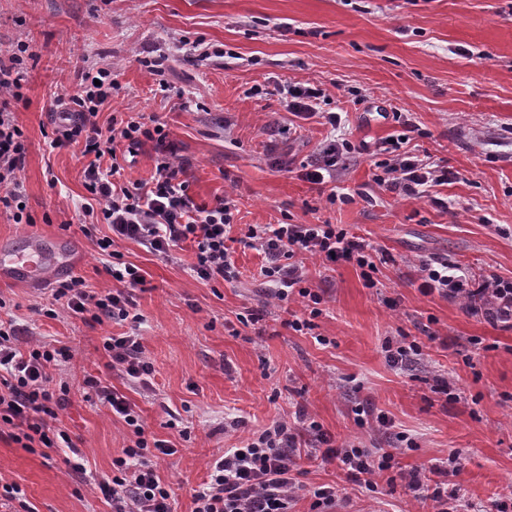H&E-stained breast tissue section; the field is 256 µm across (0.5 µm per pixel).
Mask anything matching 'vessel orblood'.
<instances>
[{
	"label": "vessel or blood",
	"instance_id": "obj_1",
	"mask_svg": "<svg viewBox=\"0 0 512 512\" xmlns=\"http://www.w3.org/2000/svg\"><path fill=\"white\" fill-rule=\"evenodd\" d=\"M70 249L65 240L44 236L25 247L0 242V278L42 284L70 270Z\"/></svg>",
	"mask_w": 512,
	"mask_h": 512
}]
</instances>
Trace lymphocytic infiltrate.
Here are the masks:
<instances>
[{"label": "lymphocytic infiltrate", "mask_w": 512, "mask_h": 512, "mask_svg": "<svg viewBox=\"0 0 512 512\" xmlns=\"http://www.w3.org/2000/svg\"><path fill=\"white\" fill-rule=\"evenodd\" d=\"M25 45H18L8 60H0V215L22 223L25 211L22 172L25 168L27 138L17 123L14 110L24 102L28 81L24 63ZM119 89L111 68L82 71L75 93L58 97L49 112L52 135L50 149L81 146L89 163L84 170V186L93 197L85 206L87 221L81 230L94 238L99 255L114 281L112 288L95 291L82 277L59 282L53 297L59 312L68 316L105 323H139L136 292L142 289V271L125 262L117 246L124 241L137 243L148 252L170 256L181 243L192 242L194 277L205 283L232 282L240 272L231 246L237 200L234 191H225L212 203H199L189 193L187 165L178 156L169 133L161 123H147L143 113L116 112L108 127H101L99 112ZM325 91L318 87H288L283 100L293 115L309 119L322 115L326 124L341 122L339 113H320ZM394 119L404 129L381 143L388 153L384 171L376 182L386 191L412 200L431 199L433 187L452 178L447 166L428 155L406 151L409 117L402 112ZM152 144V174L146 180H128L118 151L137 157L145 144ZM346 143L328 141L308 161L301 163L300 177L325 191L328 202H335L337 166L343 154L351 152ZM109 233L97 236L98 225ZM243 247L260 252L265 263L260 276L267 287L271 305L288 301L300 303L303 317L291 321L294 331L311 329L312 318L321 313L323 296L308 285L304 261L316 258L323 264L349 263L359 268L367 287H374V256L378 248L370 240L349 234L337 225L252 224L240 237ZM419 291L438 294L463 302L471 313L493 311L495 318L512 321V281L489 276L477 278L459 266L418 264ZM102 348L108 356V371L127 384L151 390L153 365L137 333L105 337ZM75 353L65 345H53L37 336L22 337L15 325L0 324V428H9L10 438L25 447L38 446L61 453L68 471L81 472L75 456L78 446L59 429V412L67 402L66 393L56 392L52 373L73 360ZM89 395L108 404L126 430L128 443L112 461L110 474L96 486L110 499L112 512H173L172 495L161 482L156 459L174 455L168 441L148 436L136 405L113 385L89 376L84 380ZM314 442L303 448L304 434ZM395 459L390 448H362L351 442L334 444L320 424L307 413L294 419L273 421L264 430L249 433L236 448L225 449L210 466L208 482L192 494L191 512H294L304 492H311L314 512H331L340 496L332 485L307 490L301 481L303 461H318L340 467L348 480L367 490L378 486ZM451 473L446 465H432L427 474L403 470L399 476L412 491L424 492L431 512H475L474 505L447 487Z\"/></svg>", "instance_id": "f902f5d3"}]
</instances>
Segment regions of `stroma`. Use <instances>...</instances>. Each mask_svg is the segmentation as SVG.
<instances>
[{
	"label": "stroma",
	"mask_w": 512,
	"mask_h": 512,
	"mask_svg": "<svg viewBox=\"0 0 512 512\" xmlns=\"http://www.w3.org/2000/svg\"><path fill=\"white\" fill-rule=\"evenodd\" d=\"M21 42L31 57L27 101L15 118L28 138L24 189L33 222L0 217V240L64 238L76 275L94 290L111 287L93 240L80 230L78 207L91 200L87 161L71 149L50 150L45 138L54 99L74 93L83 69L109 66L121 88L104 104L100 125L130 106L165 124L189 165L197 202L235 189L234 235L251 224L327 221L389 255L375 288L351 264L310 263L324 297L310 335L286 328L288 311L268 305L259 276L264 258L254 250L236 246L238 281L206 284L190 270V243L168 257L121 245L146 278L138 332L154 366L153 393L122 391L148 433L175 449L157 468L175 512H191V494L207 481L210 464L237 445L225 418L244 417L258 431L300 406L338 442L385 446L384 435L357 424L359 407L387 416L412 441L373 491L347 481L337 465L306 463L304 484L345 490L350 512H428L398 471L451 454L458 470L449 486L459 495L484 512L512 498V325L421 294L414 270L431 259L478 277L512 278V0H0V58ZM162 54L169 58L164 75L141 66V58ZM297 83L327 90L328 111L342 115L339 128L283 111L273 89ZM253 85L262 94L245 97ZM397 110L416 125L411 146L456 172L432 190L450 211L384 191L365 153L344 156L337 184L348 199L333 204L298 172L271 166L275 158L312 156L329 136L376 146L402 133ZM0 300V318L74 350L59 419L86 468L67 475L60 455L1 437L0 486L18 485L24 500L0 503V512L23 503L32 512H109L94 480L111 472L126 440L110 408L86 400L83 380L106 375L103 338L128 332L129 324L47 317L50 292L35 284L0 281ZM247 309L262 314L264 336L238 322ZM431 332L436 340H428ZM401 333L423 347L417 368L386 359V341ZM322 336L327 344H319ZM440 375L449 394L435 390Z\"/></svg>",
	"instance_id": "obj_1"
}]
</instances>
